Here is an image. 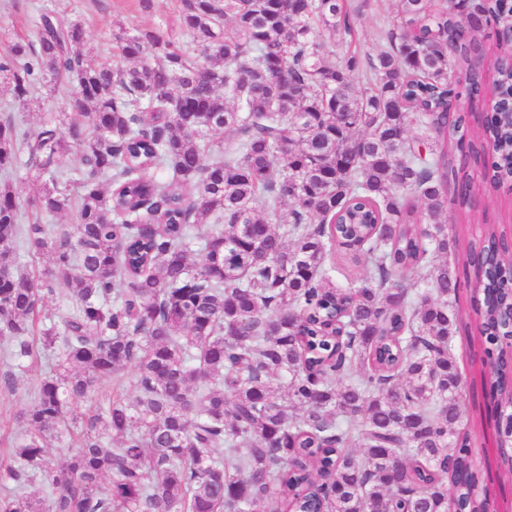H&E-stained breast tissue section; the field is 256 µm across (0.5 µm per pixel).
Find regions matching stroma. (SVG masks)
I'll return each instance as SVG.
<instances>
[{"label":"stroma","instance_id":"35a3bbf8","mask_svg":"<svg viewBox=\"0 0 512 512\" xmlns=\"http://www.w3.org/2000/svg\"><path fill=\"white\" fill-rule=\"evenodd\" d=\"M180 0H0V51L17 39H35L36 24L43 10L59 16L79 20L90 44L98 55L109 58L116 51L113 39L118 28L156 27L163 34L179 35ZM357 9L356 25L360 45L369 53L382 47L380 29L393 10L391 0H354ZM67 88L45 79L38 94L28 105L15 100L7 83H0V118L11 116L13 121L27 130L39 128L50 116L68 109ZM480 205L466 215L449 214L448 232L460 236L478 234L483 224L512 225V191L502 190L495 195L480 194ZM471 288H461L456 306L467 325L465 333L454 339V357L468 388L463 392V423L471 436L473 459L482 486L487 490L498 512H512V476L499 467L495 432L487 426L483 382L489 381L488 368L482 364V351L478 345L479 316L472 303ZM47 360H39L16 374L17 393L0 400V439L7 440L24 434L22 412L33 404V390L41 377L48 373Z\"/></svg>","mask_w":512,"mask_h":512}]
</instances>
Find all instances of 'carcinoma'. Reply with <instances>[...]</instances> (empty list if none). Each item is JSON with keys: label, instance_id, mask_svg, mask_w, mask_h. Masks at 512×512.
Instances as JSON below:
<instances>
[{"label": "carcinoma", "instance_id": "cac0c4a2", "mask_svg": "<svg viewBox=\"0 0 512 512\" xmlns=\"http://www.w3.org/2000/svg\"><path fill=\"white\" fill-rule=\"evenodd\" d=\"M180 3L192 44L123 31L122 67L48 14L0 54L15 99L44 75L74 81L69 109L93 127L0 121V391L36 353L51 361L0 460V512H486L454 428L448 255L473 271L507 393L512 244L450 237L447 213L469 210L479 169L512 182V55L487 84L456 23L512 42V0H395L374 55L349 0ZM499 88L500 112L471 130L454 101ZM72 148L74 173L58 167ZM23 154L44 177L30 208L75 200L76 223H21ZM338 252L364 263L345 286ZM61 286L76 307L57 323L43 309ZM55 443L73 449L62 465Z\"/></svg>", "mask_w": 512, "mask_h": 512}]
</instances>
